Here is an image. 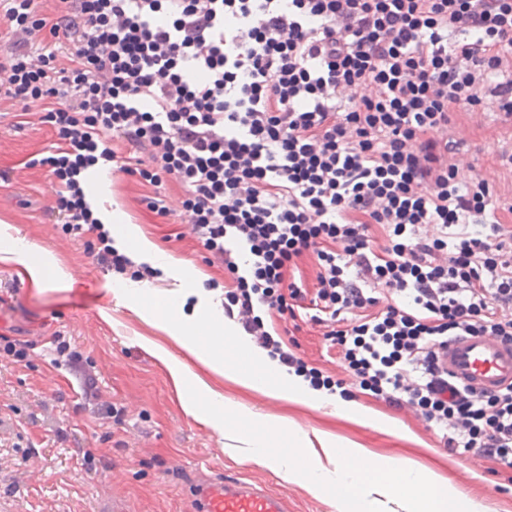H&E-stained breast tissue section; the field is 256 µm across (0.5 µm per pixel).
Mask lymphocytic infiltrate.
<instances>
[{"label": "lymphocytic infiltrate", "mask_w": 512, "mask_h": 512, "mask_svg": "<svg viewBox=\"0 0 512 512\" xmlns=\"http://www.w3.org/2000/svg\"><path fill=\"white\" fill-rule=\"evenodd\" d=\"M0 0L13 38L0 97L41 107L64 142L41 158L76 234L97 235L99 264L155 277L113 246L80 176L99 162L185 190L192 230L235 286L224 313L268 357L314 389L323 375L266 329L263 314L311 300L354 317L328 332L360 388L416 407L445 447L512 468V388L448 384L449 337L512 343V225L468 232L493 203L487 179L463 183L451 116L480 108L512 120V0ZM49 28L56 48L32 34ZM134 156H120L114 140ZM433 225L437 237L423 236ZM383 230L388 245L372 241ZM315 290L287 277L306 253ZM385 288L396 303L379 307Z\"/></svg>", "instance_id": "obj_1"}]
</instances>
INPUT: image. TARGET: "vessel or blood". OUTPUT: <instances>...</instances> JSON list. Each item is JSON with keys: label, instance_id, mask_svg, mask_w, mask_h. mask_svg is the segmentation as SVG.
<instances>
[{"label": "vessel or blood", "instance_id": "1", "mask_svg": "<svg viewBox=\"0 0 512 512\" xmlns=\"http://www.w3.org/2000/svg\"><path fill=\"white\" fill-rule=\"evenodd\" d=\"M448 380L479 393H496L512 386V344L492 336L449 338L442 355ZM186 496L192 512H290L285 494L247 477L191 475Z\"/></svg>", "mask_w": 512, "mask_h": 512}]
</instances>
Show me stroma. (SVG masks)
<instances>
[{"instance_id":"1","label":"stroma","mask_w":512,"mask_h":512,"mask_svg":"<svg viewBox=\"0 0 512 512\" xmlns=\"http://www.w3.org/2000/svg\"><path fill=\"white\" fill-rule=\"evenodd\" d=\"M453 122L463 137L452 154L459 180L493 179L496 212L512 225V171L501 165L502 152L512 153V126L496 113L479 110L456 113ZM58 146L37 105L0 99V223L52 251L74 281L68 290L38 291L0 264V336L38 343L27 365L0 359V512H100L116 499L131 512H188L182 486L198 467L266 481L288 494L292 512H338L332 496L314 495L305 481H286L273 468L244 460L232 440L187 415L166 366L153 352L157 345L245 412L285 418L310 434H332L366 448L379 461L401 459L429 469L488 512H512V468L477 453L443 448L441 430L419 411L394 407L362 390L345 369L342 349L326 340L324 326L310 321L307 310L267 315L265 326L281 333L309 365L345 380L350 399L393 420L396 431L358 424L327 406L269 399L226 382L153 327L144 312L114 293L124 277L97 262L89 248L93 234L66 230L57 208L58 183L37 164ZM105 171L107 208L120 209L157 249L189 262L196 273L182 283L161 276L148 280L152 301L179 302L185 314H192L194 288L213 279L219 287L212 290V300L221 302L233 277L209 263L194 238L181 185L166 182L169 214L160 217L144 203L152 186L113 164ZM56 335L92 362L96 397H86L65 361L55 360L50 347ZM111 403L124 408V424L101 416V406ZM88 451L97 468L93 474L83 459Z\"/></svg>"}]
</instances>
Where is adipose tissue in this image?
<instances>
[{
	"label": "adipose tissue",
	"instance_id": "obj_1",
	"mask_svg": "<svg viewBox=\"0 0 512 512\" xmlns=\"http://www.w3.org/2000/svg\"><path fill=\"white\" fill-rule=\"evenodd\" d=\"M115 246L132 252L135 261L149 263L164 275L178 280L186 279L191 271L189 263L174 260L159 251L134 225L124 231L119 228ZM32 252V245L14 237L7 247L0 249V262L12 265L19 277L36 290L72 287L71 276L57 265L51 252H43L37 259L33 258ZM149 314L175 342L225 378L271 398L304 404L320 401V394L310 390L302 378L288 374L286 370L272 373L257 366L245 370L240 360L246 349L244 339L207 300H200L191 317L173 305L150 307Z\"/></svg>",
	"mask_w": 512,
	"mask_h": 512
}]
</instances>
